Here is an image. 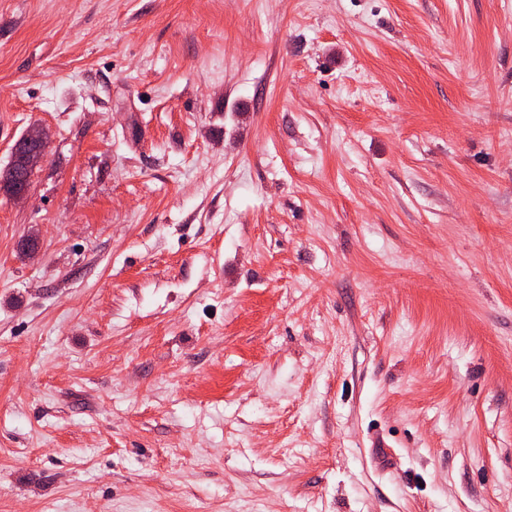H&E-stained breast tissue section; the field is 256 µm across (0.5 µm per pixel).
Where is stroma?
<instances>
[{"instance_id": "1", "label": "stroma", "mask_w": 512, "mask_h": 512, "mask_svg": "<svg viewBox=\"0 0 512 512\" xmlns=\"http://www.w3.org/2000/svg\"><path fill=\"white\" fill-rule=\"evenodd\" d=\"M32 126L0 512H512V0H0Z\"/></svg>"}]
</instances>
